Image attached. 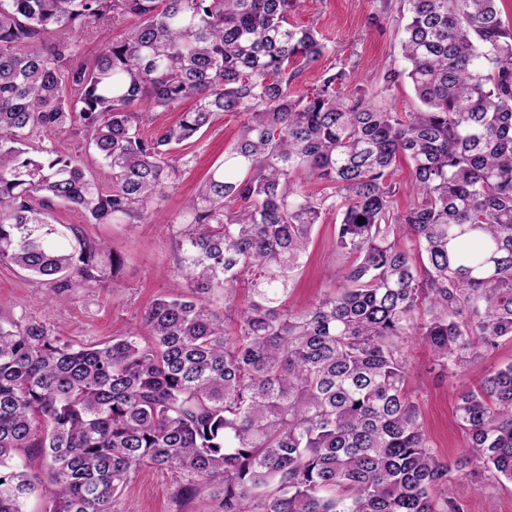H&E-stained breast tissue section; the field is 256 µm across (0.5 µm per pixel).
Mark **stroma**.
<instances>
[{
  "label": "stroma",
  "instance_id": "stroma-1",
  "mask_svg": "<svg viewBox=\"0 0 512 512\" xmlns=\"http://www.w3.org/2000/svg\"><path fill=\"white\" fill-rule=\"evenodd\" d=\"M399 0H301L290 21L313 27L328 46L325 56L307 68L292 84L294 95H305L327 68L351 72L345 93L358 90L376 105L392 112H414L420 106L413 86L402 81L385 87L383 75L403 67ZM239 116H217L192 148L194 160L182 181L168 191L158 208L166 220L156 224H91L76 211L56 208V217L79 225L86 238L108 243L124 258L121 286L90 295H75L61 302L38 291L27 273L0 264V315H32L54 327L74 344H90L141 328L148 304L162 295L180 293L184 280L178 272L180 253L177 225L170 218L179 213L186 198L206 174L224 159L234 142ZM334 218L316 225L305 265L288 296L294 311L310 308L325 295L344 287L345 268L334 250ZM410 371L407 389L418 404L426 434L438 457L455 462L466 446L465 435L453 416L457 397L479 385L491 371L512 363V339H500L480 358L442 378L433 369L431 350L421 341L409 345ZM449 489L463 512H512V482L490 475L458 476ZM114 512H202L195 499L173 500V474L144 468L132 474L112 505Z\"/></svg>",
  "mask_w": 512,
  "mask_h": 512
}]
</instances>
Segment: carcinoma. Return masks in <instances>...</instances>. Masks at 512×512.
<instances>
[{
    "label": "carcinoma",
    "instance_id": "obj_1",
    "mask_svg": "<svg viewBox=\"0 0 512 512\" xmlns=\"http://www.w3.org/2000/svg\"><path fill=\"white\" fill-rule=\"evenodd\" d=\"M501 0H402V69L423 108L342 92L327 51L289 21L296 0H0V263L65 301L116 288L123 258L58 222L152 224L217 114L236 141L176 218L186 289L145 308V334L76 346L0 317V512H112L132 473L177 472L210 512H460L406 390L405 343L438 374L512 339V26ZM112 22L91 58L66 32ZM193 106L141 131L146 111ZM77 130L104 182L56 135ZM411 168L399 211L392 176ZM323 184L310 193L295 178ZM336 224L347 287L286 306L314 226ZM364 221H359V218ZM248 297L237 300L240 282ZM224 295L233 328L208 306ZM471 465L512 481V364L455 404ZM32 449L47 479L16 453Z\"/></svg>",
    "mask_w": 512,
    "mask_h": 512
}]
</instances>
